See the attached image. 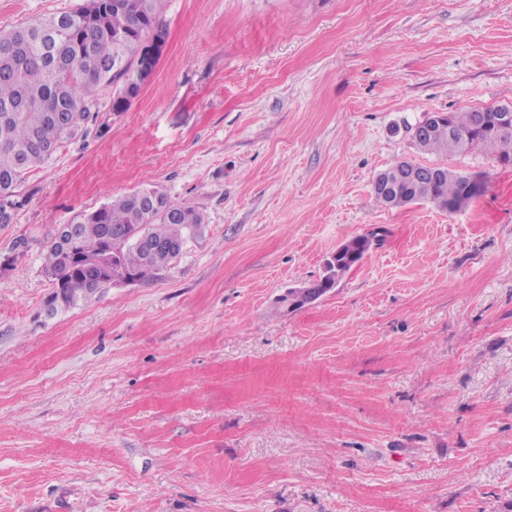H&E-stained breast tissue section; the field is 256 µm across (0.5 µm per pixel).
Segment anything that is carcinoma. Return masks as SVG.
I'll list each match as a JSON object with an SVG mask.
<instances>
[{
	"instance_id": "carcinoma-1",
	"label": "carcinoma",
	"mask_w": 512,
	"mask_h": 512,
	"mask_svg": "<svg viewBox=\"0 0 512 512\" xmlns=\"http://www.w3.org/2000/svg\"><path fill=\"white\" fill-rule=\"evenodd\" d=\"M167 0H83L76 9L26 20L0 29V224L13 223L20 205L16 190L26 174L48 163L76 138L92 117L101 88L120 76L132 81L142 42L166 29ZM486 125L478 126L479 113ZM494 108L452 112L444 120L426 114L419 123L431 132L413 140L429 153H462L481 148L512 164V129L494 125ZM453 133H448V128ZM433 180L421 178L398 186L391 199L395 208L425 201L441 211H453L471 201L480 187L467 189L471 177L442 167ZM73 237H56L44 263L53 284L45 305L54 311L89 299L109 272L121 271L138 281L151 278L178 255L159 253L148 260L138 246L147 236L157 242L179 244L204 224L203 214L157 189L151 198L137 192L112 199L100 208L72 220ZM376 234L344 242L324 264V273L308 287L324 295L336 287L374 246ZM77 255L96 257L87 268Z\"/></svg>"
}]
</instances>
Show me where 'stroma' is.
I'll return each instance as SVG.
<instances>
[{"label": "stroma", "mask_w": 512, "mask_h": 512, "mask_svg": "<svg viewBox=\"0 0 512 512\" xmlns=\"http://www.w3.org/2000/svg\"><path fill=\"white\" fill-rule=\"evenodd\" d=\"M80 0H0V29ZM125 111L0 225V512H512V165L422 154L512 105V0H169ZM401 160L483 189L380 203ZM155 185L205 217L149 280L48 317L59 229ZM382 231L300 309L357 235ZM376 235L377 233L359 235L344 242L325 262L323 275L318 280L308 283V288H315L322 295H314L309 300V304L302 303L297 298L290 303V308L311 305L324 294L336 288V284L363 259L365 254L378 245L380 240Z\"/></svg>", "instance_id": "1"}]
</instances>
